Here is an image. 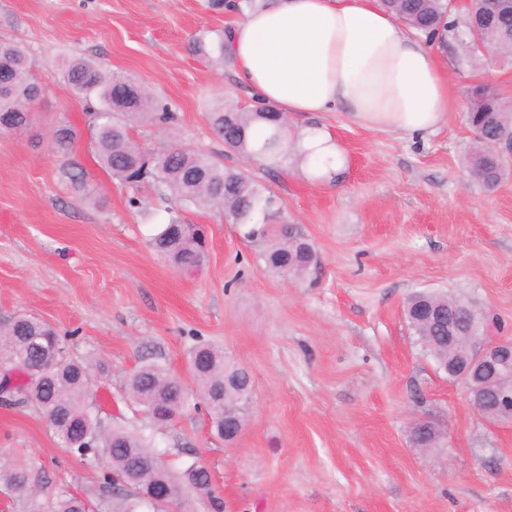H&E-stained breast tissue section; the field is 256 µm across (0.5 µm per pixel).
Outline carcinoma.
<instances>
[{"label":"carcinoma","instance_id":"cac0c4a2","mask_svg":"<svg viewBox=\"0 0 512 512\" xmlns=\"http://www.w3.org/2000/svg\"><path fill=\"white\" fill-rule=\"evenodd\" d=\"M256 0H208L212 9H231L245 13ZM492 0H478L466 16L465 33L458 40L481 38L484 49L492 48L512 55V13L497 15L494 26L482 27L484 10ZM381 6L406 25L420 31L428 41L446 45L448 33L457 29L454 11L448 0H381ZM480 27L473 34L474 27ZM59 76L74 92L96 101L91 112L92 146L102 168L122 183L137 187L152 183L158 193L188 208L207 206L224 212L233 224L260 227V235L270 238L264 260L267 268L285 276L302 277L317 268L319 258L304 238L275 234L274 225L284 223L274 195L245 173L227 167L210 155L177 145L143 148L132 131L140 123L168 126L177 120L171 104L162 102L134 79L110 73L93 60L62 58ZM42 83L33 73V61L18 44L0 41V122L9 132L26 131L33 113L23 111L24 104L37 100ZM272 105L255 102L241 107L217 100L207 118L214 133L231 151L249 158H262L268 165L281 163L288 155V119L271 115ZM474 138L464 159L470 175L486 189L497 188L512 177V159L498 153L495 144L501 138L512 139V113L499 100L482 89L467 113ZM59 126L67 134L54 138L58 153L72 151L76 133L62 120ZM153 248L185 271L200 266L203 248L195 237L184 232L178 214L151 238ZM429 305L448 311V296L418 291L406 301L405 316L410 328L441 367L448 361L443 347L448 329L444 324L425 319L420 310ZM67 347L66 341L46 321L23 314L13 323L0 325V367L18 369L20 392L4 394V402L18 401L38 409L47 419L59 441L82 459L104 453L111 467L108 489L95 501L63 494L54 503V512H114L113 499L125 496L126 512H136L133 502L141 501L155 486H165L168 500L174 502L185 490L209 492L210 476L200 466H190L179 477L154 461L151 441L126 429H106L89 400L91 373L88 365L68 357L51 355L54 346ZM190 366L206 402L211 422L224 414V406L245 405L249 389L247 376H241V388L224 391V374L245 369L224 358L222 350L207 344L194 347ZM171 383L170 376L158 364L140 366L128 382L134 401L147 411L156 401L158 389ZM0 486L17 494L31 489L29 471L23 466H0Z\"/></svg>","mask_w":512,"mask_h":512}]
</instances>
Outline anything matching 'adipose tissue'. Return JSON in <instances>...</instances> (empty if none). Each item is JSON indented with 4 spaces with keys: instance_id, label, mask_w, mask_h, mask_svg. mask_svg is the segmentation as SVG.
Wrapping results in <instances>:
<instances>
[{
    "instance_id": "obj_1",
    "label": "adipose tissue",
    "mask_w": 512,
    "mask_h": 512,
    "mask_svg": "<svg viewBox=\"0 0 512 512\" xmlns=\"http://www.w3.org/2000/svg\"><path fill=\"white\" fill-rule=\"evenodd\" d=\"M234 76L288 116L344 112L358 125L418 135L452 108L448 73L428 42L377 0H257L226 36ZM312 177L344 164L331 136L297 141Z\"/></svg>"
}]
</instances>
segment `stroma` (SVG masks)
Wrapping results in <instances>:
<instances>
[{
  "instance_id": "1",
  "label": "stroma",
  "mask_w": 512,
  "mask_h": 512,
  "mask_svg": "<svg viewBox=\"0 0 512 512\" xmlns=\"http://www.w3.org/2000/svg\"><path fill=\"white\" fill-rule=\"evenodd\" d=\"M239 19L207 0H0V41L24 46L46 83L29 129L0 133V324L26 313L66 336L70 357L91 365L90 399L107 428L148 433L127 393L139 366L180 380L188 404L156 444L173 474L208 469L223 512H512V424L478 415L404 316L412 292L463 295L512 338V179L490 191L463 170L469 95L483 85L512 101V56L470 57L454 38L435 47L453 110L422 137L319 116L347 162L334 181L315 182L295 155L271 169L226 151L211 131L217 99L250 97L231 64L191 45ZM64 56L169 101L176 124L137 127L135 138L204 151L262 183L316 248L317 273L269 271L266 239L245 238V226L208 208L181 213L207 238L200 270L183 273L153 251L168 204L98 166L86 102L57 77ZM62 120L77 133L66 157L52 141ZM73 162L88 172L86 188L68 179ZM200 341L253 379L230 445L190 370ZM420 421L436 432L434 447L416 446ZM0 462L27 467L33 488L0 491V512H50L61 494L95 496L109 474L106 457L73 455L32 407L0 405Z\"/></svg>"
}]
</instances>
